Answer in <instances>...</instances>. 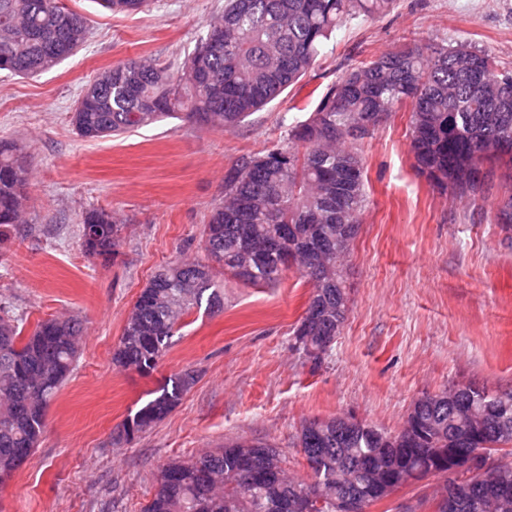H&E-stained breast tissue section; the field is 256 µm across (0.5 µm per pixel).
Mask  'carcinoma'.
Segmentation results:
<instances>
[{
    "instance_id": "carcinoma-1",
    "label": "carcinoma",
    "mask_w": 512,
    "mask_h": 512,
    "mask_svg": "<svg viewBox=\"0 0 512 512\" xmlns=\"http://www.w3.org/2000/svg\"><path fill=\"white\" fill-rule=\"evenodd\" d=\"M111 12H143L150 0H100ZM392 0H224L193 52L177 69L155 59L130 60L101 71L77 101L71 124L86 140L119 137L185 112V118L231 128L297 84L320 48L349 17L375 15ZM87 35L85 20L62 0H0V71L32 77L73 55ZM409 105L410 147L417 171L434 187L464 194L483 182L469 174L512 142V72L499 71L487 53L464 46L415 45L362 61L322 96L309 117L288 128L281 145L244 157L224 181V197L205 224V251L218 266L252 285L274 284L284 255L312 261L297 271L313 285L304 316L293 329L297 350L320 362L348 313L345 258L367 206L364 166L349 134L353 124L387 118ZM29 167L18 142L0 139V259L28 201ZM124 229L118 218L91 210L82 243L106 262L118 255ZM207 300L224 306L213 266L181 262L159 270L138 295L114 349L113 364L148 374L155 369L177 324ZM84 324L77 317L47 318L24 337L19 319L0 308V474L20 468L37 447L46 409L79 357ZM196 382L185 370L166 382L123 423L130 440L163 419ZM509 406L479 389L442 399L425 395L407 421L416 440L399 439L369 423L336 427L305 424L299 435L314 481L287 475L285 458L270 444L259 451L233 442L188 461L163 466L143 512H292L297 493L311 487L321 505L336 512L346 496L380 502L387 492L373 474L398 470L401 489L448 463V450L483 448L512 454ZM468 442L455 444V432ZM512 502V464H497L491 481L472 487L456 512H499ZM479 502V511L472 504Z\"/></svg>"
}]
</instances>
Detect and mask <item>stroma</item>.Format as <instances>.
I'll return each mask as SVG.
<instances>
[{"mask_svg":"<svg viewBox=\"0 0 512 512\" xmlns=\"http://www.w3.org/2000/svg\"><path fill=\"white\" fill-rule=\"evenodd\" d=\"M63 2L88 21L84 46L34 78L0 72V137L22 143L31 168L25 221L0 263V307L22 317L27 334L68 316L85 331L35 452L0 483V512H142L166 462L231 441L271 444L308 479L298 447L308 422L352 416L396 433L423 395L458 384L512 391V229L495 209L512 178L498 168L466 195L440 192L414 167L404 107L356 144L368 206L346 259L348 318L321 363L294 347L312 288L293 269L269 286L219 274L223 309L193 307L153 373L112 362L156 270L206 261L203 228L243 156L282 140L347 69L414 43L463 44L512 70V0H394L382 14L350 18L299 83L234 129L179 117L95 141L70 121L93 78L128 59L180 66L224 0H154L146 13ZM92 209L125 225L112 262L83 250ZM185 370L197 381L180 403L119 439L127 416ZM443 485L426 477L367 512H434Z\"/></svg>","mask_w":512,"mask_h":512,"instance_id":"obj_1","label":"stroma"}]
</instances>
